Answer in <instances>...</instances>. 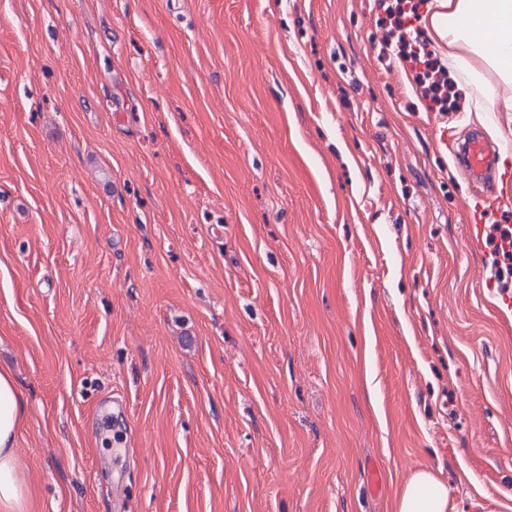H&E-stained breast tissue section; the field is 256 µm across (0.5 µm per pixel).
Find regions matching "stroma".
I'll list each match as a JSON object with an SVG mask.
<instances>
[{
    "mask_svg": "<svg viewBox=\"0 0 512 512\" xmlns=\"http://www.w3.org/2000/svg\"><path fill=\"white\" fill-rule=\"evenodd\" d=\"M396 6L0 0L33 512H394L421 469L512 512V204L454 156L512 145V83L437 103Z\"/></svg>",
    "mask_w": 512,
    "mask_h": 512,
    "instance_id": "stroma-1",
    "label": "stroma"
}]
</instances>
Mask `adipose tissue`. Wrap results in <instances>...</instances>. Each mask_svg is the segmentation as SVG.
<instances>
[{"mask_svg": "<svg viewBox=\"0 0 512 512\" xmlns=\"http://www.w3.org/2000/svg\"><path fill=\"white\" fill-rule=\"evenodd\" d=\"M431 22L448 43V57L472 80L480 72L471 63L481 58L506 82L512 81V0H433ZM461 15L464 27L450 28L446 16ZM27 416V401L13 375L0 369V512H30L31 489L16 454L17 435ZM395 512H454L447 486L432 470L412 475L400 493Z\"/></svg>", "mask_w": 512, "mask_h": 512, "instance_id": "adipose-tissue-1", "label": "adipose tissue"}]
</instances>
